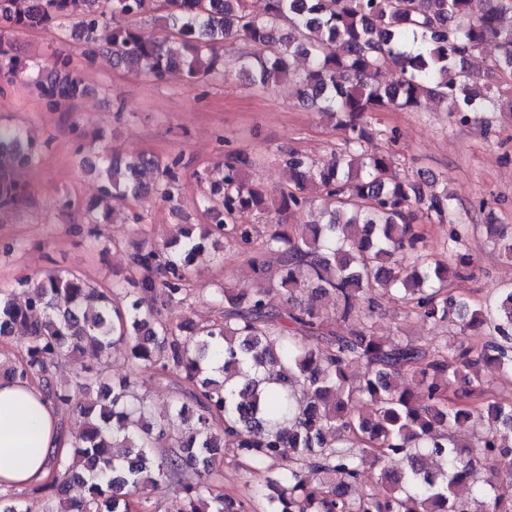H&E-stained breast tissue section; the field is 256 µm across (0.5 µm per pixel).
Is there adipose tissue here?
I'll return each instance as SVG.
<instances>
[{
    "label": "adipose tissue",
    "mask_w": 512,
    "mask_h": 512,
    "mask_svg": "<svg viewBox=\"0 0 512 512\" xmlns=\"http://www.w3.org/2000/svg\"><path fill=\"white\" fill-rule=\"evenodd\" d=\"M55 407L28 382L0 378V484L42 482L57 449L65 447Z\"/></svg>",
    "instance_id": "obj_1"
}]
</instances>
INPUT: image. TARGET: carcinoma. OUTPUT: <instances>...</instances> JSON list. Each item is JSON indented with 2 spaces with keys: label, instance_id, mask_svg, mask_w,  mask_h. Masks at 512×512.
<instances>
[{
  "label": "carcinoma",
  "instance_id": "obj_1",
  "mask_svg": "<svg viewBox=\"0 0 512 512\" xmlns=\"http://www.w3.org/2000/svg\"><path fill=\"white\" fill-rule=\"evenodd\" d=\"M0 0V21L33 29L73 24L93 53L112 65L194 82L236 70L252 86L294 82L304 105L342 131L345 150L326 163L289 155L288 187L272 196L244 180L246 157L205 172L213 223L190 227L160 247L140 248L120 293L103 291L75 271L22 279L0 289V337H30L12 375L42 379L53 405L72 409L81 430L72 450L55 455L48 512H156L151 490L180 484L169 512H249L223 492L218 459L227 452L267 472L262 512H512V402L483 398L482 375H512V286L477 306L450 293L460 274L429 259L411 227L412 208L451 221L447 189L401 180L389 152L369 148L366 117L413 111L426 98L445 102L462 123L490 124L501 111L499 85L477 81L468 60L492 41L491 74L512 76V0ZM159 31L141 37L134 22ZM261 48L228 59L224 42ZM64 72L37 80L48 103L71 105L85 93ZM387 71L397 79L381 80ZM40 149L19 129L0 127V206L23 198L17 173L35 166ZM103 217L112 202L152 194L177 200L176 162L143 154L104 155ZM321 204L323 221L292 230L268 225L262 262L250 258L257 287L246 294L210 289L221 320L199 327L159 318L160 298L182 295L183 281L220 240L248 245L257 230L238 223L252 210L277 215ZM410 250L406 268L393 255ZM310 291L330 295L333 316L314 306L282 307L279 298ZM404 304L423 326L452 324L469 340L377 335L370 323L377 297ZM125 352L128 371L112 380L86 367L74 385L58 387L50 366L73 355ZM172 373L193 388L190 400L155 415L138 392L140 374ZM409 375L419 387H400ZM462 419L484 422L474 443L458 440ZM383 464L379 486L354 496L366 470ZM188 470L195 483L181 482ZM332 479L313 483L309 475ZM475 493L470 507L460 491Z\"/></svg>",
  "mask_w": 512,
  "mask_h": 512
}]
</instances>
